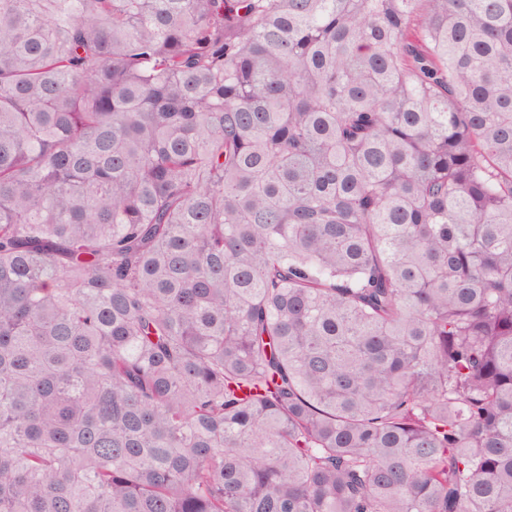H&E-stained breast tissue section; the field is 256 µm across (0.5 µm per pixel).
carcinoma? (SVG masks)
<instances>
[{
	"label": "carcinoma",
	"mask_w": 512,
	"mask_h": 512,
	"mask_svg": "<svg viewBox=\"0 0 512 512\" xmlns=\"http://www.w3.org/2000/svg\"><path fill=\"white\" fill-rule=\"evenodd\" d=\"M0 512H512V0H0Z\"/></svg>",
	"instance_id": "carcinoma-1"
}]
</instances>
